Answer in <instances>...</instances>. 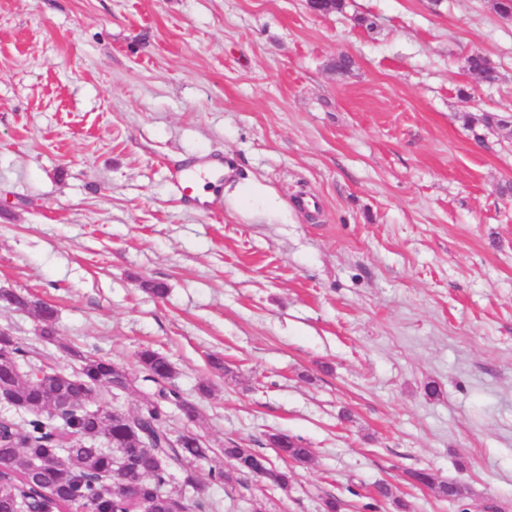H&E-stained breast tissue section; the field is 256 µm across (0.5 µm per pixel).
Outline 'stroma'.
<instances>
[{
    "label": "stroma",
    "instance_id": "1",
    "mask_svg": "<svg viewBox=\"0 0 512 512\" xmlns=\"http://www.w3.org/2000/svg\"><path fill=\"white\" fill-rule=\"evenodd\" d=\"M485 111L508 127L469 125ZM204 157L224 160L214 210L172 179ZM1 288L51 304L63 342L165 354L212 447L312 448L288 491L206 485L218 512H512V16L0 0ZM37 325L0 303L1 329L73 367ZM268 441L278 450L279 457L283 461H292L299 465H306L312 459L311 448H308L300 440H295L281 432L268 435ZM410 478L421 485L433 488L444 499L458 500L464 498L468 493V489L463 483L455 480L436 481L433 475L427 472H414L410 474Z\"/></svg>",
    "mask_w": 512,
    "mask_h": 512
}]
</instances>
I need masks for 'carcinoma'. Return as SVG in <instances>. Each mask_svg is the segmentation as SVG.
<instances>
[{"label": "carcinoma", "instance_id": "cac0c4a2", "mask_svg": "<svg viewBox=\"0 0 512 512\" xmlns=\"http://www.w3.org/2000/svg\"><path fill=\"white\" fill-rule=\"evenodd\" d=\"M468 70L485 80L497 78L496 69L482 54L468 57ZM485 128L508 125L505 117L484 112L474 118ZM0 299L26 310L40 322V337L79 362L78 369L50 367L31 369L29 351L13 336L0 335V391L25 415L23 424L7 418L0 438V512H170L173 498H182L183 512H206L210 504L196 495L202 481L196 462L212 463L208 477L214 483L239 482L245 476L271 481L286 491L294 472L282 468L251 448L227 446L224 461L193 431L172 435L169 408L194 423L199 417L195 401L172 385L173 367L157 351L145 347L135 356L132 369L98 354L96 349L75 350L58 342L56 310L50 304L9 290ZM150 382L154 390L130 412H120L97 403L104 389L126 392L138 381ZM268 441L284 461L306 465L312 451L301 441L281 432ZM139 475L133 485L121 479L123 471ZM181 476V491L168 490L170 478ZM410 478L429 486L444 499H462L466 485L455 480L438 481L427 472Z\"/></svg>", "mask_w": 512, "mask_h": 512}]
</instances>
